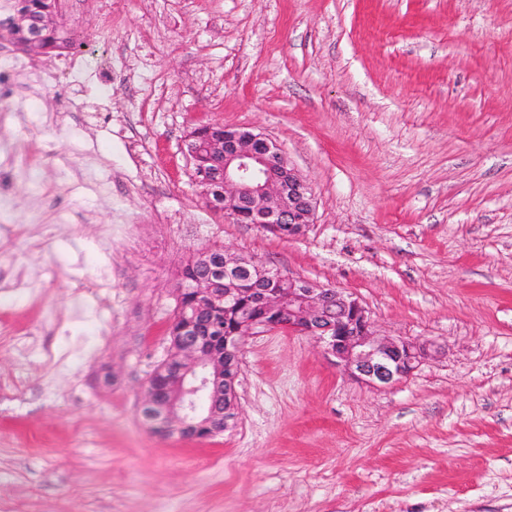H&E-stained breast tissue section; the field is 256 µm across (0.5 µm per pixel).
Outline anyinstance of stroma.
Instances as JSON below:
<instances>
[{
  "mask_svg": "<svg viewBox=\"0 0 512 512\" xmlns=\"http://www.w3.org/2000/svg\"><path fill=\"white\" fill-rule=\"evenodd\" d=\"M87 79L0 105V512H512V0H60ZM219 121L311 184L299 239L210 209ZM355 294L440 353L385 390L247 337L236 427L162 439L144 385L208 247Z\"/></svg>",
  "mask_w": 512,
  "mask_h": 512,
  "instance_id": "obj_1",
  "label": "stroma"
}]
</instances>
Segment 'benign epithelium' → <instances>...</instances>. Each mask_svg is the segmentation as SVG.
I'll return each mask as SVG.
<instances>
[{
	"mask_svg": "<svg viewBox=\"0 0 512 512\" xmlns=\"http://www.w3.org/2000/svg\"><path fill=\"white\" fill-rule=\"evenodd\" d=\"M199 143L185 140L194 159L206 152L222 167V182L194 175L208 206L238 224H258L283 238L299 237L314 223L315 201L309 183L290 164L276 142L261 133L205 124L196 129ZM224 256L216 264L192 269L199 306L186 316L178 337L179 364L162 395L146 385L145 420L162 437L197 439L221 434L238 419L236 389L245 339L280 330L313 340L324 356L355 381L374 389L410 377L432 354L428 340L382 336L368 310L352 293L284 274L265 261L243 260L228 249L208 248L203 254ZM247 296L263 310L265 320L242 316L215 346V327L207 308Z\"/></svg>",
	"mask_w": 512,
	"mask_h": 512,
	"instance_id": "benign-epithelium-1",
	"label": "benign epithelium"
}]
</instances>
